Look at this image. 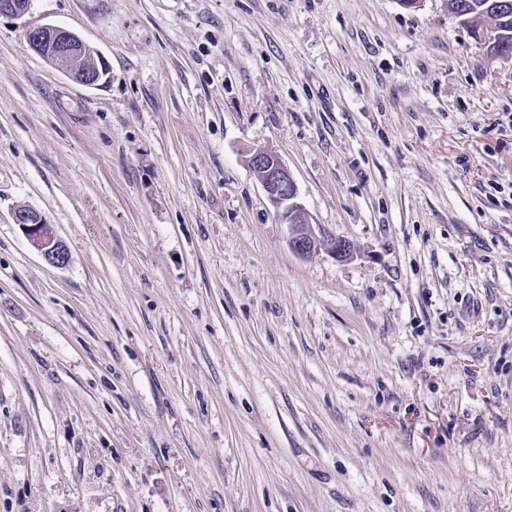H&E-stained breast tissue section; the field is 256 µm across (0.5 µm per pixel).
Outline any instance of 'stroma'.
<instances>
[{"mask_svg":"<svg viewBox=\"0 0 512 512\" xmlns=\"http://www.w3.org/2000/svg\"><path fill=\"white\" fill-rule=\"evenodd\" d=\"M253 148L354 259L290 250ZM0 512H512V59L448 0L0 16ZM28 42L35 53L61 66L70 79L83 85H96L106 73L95 60V50L68 29L44 24L29 30ZM13 221L23 228L33 246L49 264L59 267L68 263L69 252L65 242L36 210L18 208L13 213Z\"/></svg>","mask_w":512,"mask_h":512,"instance_id":"35a3bbf8","label":"stroma"}]
</instances>
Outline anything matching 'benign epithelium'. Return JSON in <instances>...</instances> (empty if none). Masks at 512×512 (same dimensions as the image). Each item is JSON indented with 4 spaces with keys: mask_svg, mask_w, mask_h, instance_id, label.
Listing matches in <instances>:
<instances>
[{
    "mask_svg": "<svg viewBox=\"0 0 512 512\" xmlns=\"http://www.w3.org/2000/svg\"><path fill=\"white\" fill-rule=\"evenodd\" d=\"M31 5V0H0V15L21 16ZM461 23L472 37L486 43L497 40L496 27L482 11L460 14ZM31 49L52 64L62 67L72 80L83 85H96L106 73V68L95 60V50L78 34L53 25L44 24L28 32ZM247 164L261 183L266 196L280 221L288 225V245L291 251L307 257L321 250L339 262L357 256L353 242L337 237L323 225L311 222L300 201L298 186L287 166L274 153L255 149L248 154ZM14 223L21 226L43 258L53 266H64L69 261L65 242L46 224L32 208H18L13 213Z\"/></svg>",
    "mask_w": 512,
    "mask_h": 512,
    "instance_id": "7a95c632",
    "label": "benign epithelium"
}]
</instances>
